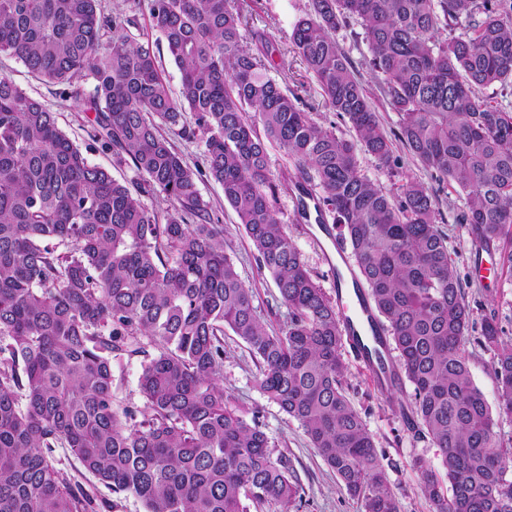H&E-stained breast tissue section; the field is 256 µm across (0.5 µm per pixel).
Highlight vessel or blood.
<instances>
[{"label": "vessel or blood", "mask_w": 512, "mask_h": 512, "mask_svg": "<svg viewBox=\"0 0 512 512\" xmlns=\"http://www.w3.org/2000/svg\"><path fill=\"white\" fill-rule=\"evenodd\" d=\"M318 245L326 259L336 292V305L347 344L374 385L392 384L395 365L387 349V332L368 291L355 272L339 229L333 224L318 225Z\"/></svg>", "instance_id": "vessel-or-blood-1"}]
</instances>
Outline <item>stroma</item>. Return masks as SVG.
Listing matches in <instances>:
<instances>
[{"label":"stroma","instance_id":"obj_1","mask_svg":"<svg viewBox=\"0 0 512 512\" xmlns=\"http://www.w3.org/2000/svg\"><path fill=\"white\" fill-rule=\"evenodd\" d=\"M238 3L248 20L249 29L263 34L274 48L269 75L298 96L301 107L311 112L315 121L334 129L337 134L352 137L349 120L326 107L319 85L291 43L293 26L304 14L308 0H238ZM98 9L102 14L120 17L126 33L136 41L152 42L171 93H178L180 71L170 58L159 33L152 29L148 12L139 7L138 0H99ZM336 41L350 59L355 76L369 92L382 128L387 135L396 134L399 117L378 92L379 78L369 66L371 53L361 21L350 19L346 26L337 30ZM1 76L10 78L53 112L60 129L91 164L107 169L122 182L137 179L138 174L132 166L117 165L111 151L91 139L90 114L81 100L65 95L60 85L34 77L21 61L6 53H0ZM198 189L224 229L225 251L234 259L242 280L255 292L260 319L268 329H279L288 316V310L281 302L270 273L259 269L254 249L236 213L224 202L222 188L214 181L202 178L198 181ZM439 198L443 218L440 228L447 238L448 253L463 283L465 299L473 311L475 327L465 341V349L470 356L471 379L483 392L488 405L494 408L498 405V392L492 372L493 353L478 344L477 325L484 315L495 314L502 330V341L512 340V278L478 279V269L491 268L498 256L475 252L468 228L461 221L466 210L463 196L446 188L440 192ZM276 209L281 224L299 249L307 269L327 295H334L322 251L303 231V221L297 214L293 194L279 191ZM345 362L347 394L374 437L379 459L399 499L401 512H431L429 503L419 490L418 465L423 462L438 469L442 462L430 441L420 437L397 412L398 407L409 405L411 385L406 383L387 392L379 391L371 385L363 367L353 356H346ZM112 370L118 404L140 405V357L123 355L113 358ZM257 378L258 369L244 344L232 332H225L224 389L233 405L247 415L257 416L278 450L291 459L305 491L299 512H363L360 503L348 495L298 423L261 393Z\"/></svg>","mask_w":512,"mask_h":512}]
</instances>
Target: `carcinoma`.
<instances>
[{"instance_id":"cac0c4a2","label":"carcinoma","mask_w":512,"mask_h":512,"mask_svg":"<svg viewBox=\"0 0 512 512\" xmlns=\"http://www.w3.org/2000/svg\"><path fill=\"white\" fill-rule=\"evenodd\" d=\"M146 7L181 74L176 98L152 44L121 34L98 0H0V53L84 98L93 138L143 177L121 183L89 163L41 101L0 77V512H98L54 463L59 447L146 512H249L248 501L290 512L303 486L224 391L226 329L256 360L262 394L299 423L364 512H400L344 388L336 304L278 219L280 186L309 189L351 246L413 387L407 419L441 456L443 472L424 468L419 478L432 512H512V448L498 433L512 421V342L500 339L495 316L483 318L494 413L471 380V310L437 192L415 178L390 192L362 173L359 149L393 176L398 164L335 38L361 20L399 141L465 196L475 250L499 244L511 277L512 112L478 91L512 86V0H310L294 50L355 141L318 124L267 74L269 45L235 0ZM462 18L463 32L452 34ZM82 77L94 81L86 96L74 83ZM187 112L205 138L202 169L162 131L188 134ZM272 144L293 162L278 184ZM202 176L222 187L275 280L288 308L277 332L258 318L224 250L197 189ZM153 192L172 203L163 224L139 200ZM114 355L143 356V407L115 403Z\"/></svg>"}]
</instances>
